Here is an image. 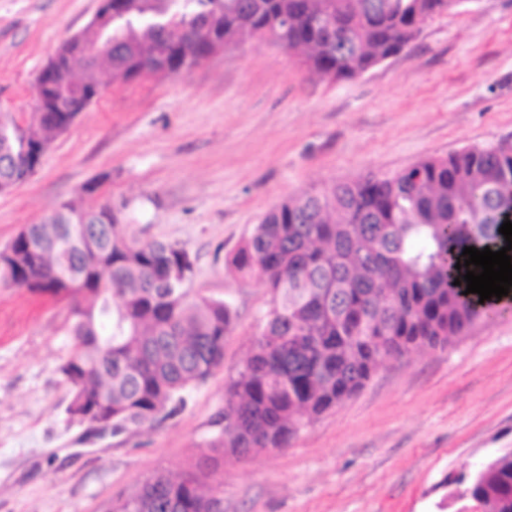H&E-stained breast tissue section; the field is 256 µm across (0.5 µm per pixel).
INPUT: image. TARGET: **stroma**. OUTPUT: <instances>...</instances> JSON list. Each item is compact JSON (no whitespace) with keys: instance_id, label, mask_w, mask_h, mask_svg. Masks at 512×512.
I'll return each instance as SVG.
<instances>
[{"instance_id":"1","label":"stroma","mask_w":512,"mask_h":512,"mask_svg":"<svg viewBox=\"0 0 512 512\" xmlns=\"http://www.w3.org/2000/svg\"><path fill=\"white\" fill-rule=\"evenodd\" d=\"M99 4L0 0V112H30L36 74ZM101 80L36 173L0 193V246L62 204L119 206L120 235L184 246L193 291L237 317L181 413L115 435L67 419L68 303L0 286V512H107L148 477L189 469L222 512H478L476 465L512 450V314L385 362L289 447L238 458L208 443L269 306L226 257L296 192L512 142V0H463L351 81L265 40L170 77L105 66Z\"/></svg>"}]
</instances>
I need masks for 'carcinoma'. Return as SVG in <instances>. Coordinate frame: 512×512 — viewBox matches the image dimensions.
Wrapping results in <instances>:
<instances>
[{
    "label": "carcinoma",
    "instance_id": "obj_1",
    "mask_svg": "<svg viewBox=\"0 0 512 512\" xmlns=\"http://www.w3.org/2000/svg\"><path fill=\"white\" fill-rule=\"evenodd\" d=\"M463 0H115L112 30L88 25L80 40L127 80L156 53L177 75L217 47L270 39L304 53L331 82L355 79L397 55L419 23ZM334 20L328 41L313 26ZM40 73L46 101L62 91L102 89L98 64L67 39ZM76 112L24 120L0 113V154L24 144L48 149ZM512 179V142L425 158L391 174H369L302 191L272 208L232 255L244 279L262 281L269 309L250 354L230 377L224 426L208 448L234 456L286 448L301 429L356 394L387 359L435 348L483 313L448 288L443 255L499 238L490 223L501 185ZM122 209L69 204L23 227L0 249V285L71 302L72 353L60 366L71 421L112 432L182 411L190 389L221 366L233 330L231 304L190 288L194 264L173 243L115 231ZM69 274L32 281L34 265ZM170 279L179 280L169 297ZM189 470L157 474L108 512H221L217 489ZM469 495L483 512H512V450L481 464Z\"/></svg>",
    "mask_w": 512,
    "mask_h": 512
}]
</instances>
